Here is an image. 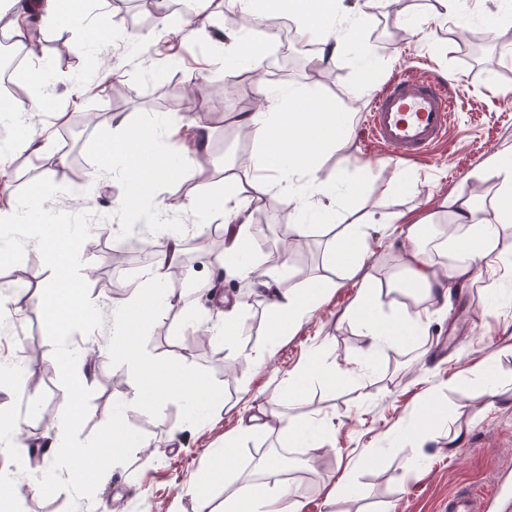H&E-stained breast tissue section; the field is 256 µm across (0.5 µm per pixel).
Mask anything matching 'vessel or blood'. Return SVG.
<instances>
[{
  "instance_id": "1",
  "label": "vessel or blood",
  "mask_w": 512,
  "mask_h": 512,
  "mask_svg": "<svg viewBox=\"0 0 512 512\" xmlns=\"http://www.w3.org/2000/svg\"><path fill=\"white\" fill-rule=\"evenodd\" d=\"M453 102L447 79L401 77L390 82L367 122L369 137L395 160L425 157L445 141ZM447 512H512V472L503 471L483 494L456 490Z\"/></svg>"
}]
</instances>
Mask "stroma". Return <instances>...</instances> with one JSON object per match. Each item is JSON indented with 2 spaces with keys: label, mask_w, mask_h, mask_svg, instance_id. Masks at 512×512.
<instances>
[{
  "label": "stroma",
  "mask_w": 512,
  "mask_h": 512,
  "mask_svg": "<svg viewBox=\"0 0 512 512\" xmlns=\"http://www.w3.org/2000/svg\"><path fill=\"white\" fill-rule=\"evenodd\" d=\"M439 11L437 0H391L362 20L359 39L366 55L339 54L318 80L300 65V51L289 47L274 87L295 91L310 109L330 102L347 120L342 146L319 160L320 179L335 188V215L326 225L315 207L303 208L298 221L310 227L305 254L274 262L277 227L286 223L288 207L279 188H272L246 213L257 229L249 257L259 270L280 277L283 288L303 290L321 282L326 289L307 321L271 338L272 310L257 288L218 276L223 248L204 256L183 239L189 277L180 288L208 279L215 287L198 292L192 312L157 306L138 330L136 344L143 356L159 363L179 358L184 372L205 382L209 395L195 421L183 401L130 404L135 375L110 349L112 302L127 297L129 284L142 279L163 234L160 225L113 213L112 203L126 194L127 185L119 178L96 177V152L112 134V92L119 85L129 90L122 113L130 121L157 132L170 120L211 126L208 161L161 181L157 193L170 199L204 197V208L169 214L168 225L177 231L201 225L224 238V201L243 192L252 177L245 162L258 150L255 132L234 123L231 115L245 94L264 97L257 80L227 85L224 75L250 71L252 53L269 57L273 49L265 33L250 27L248 50L219 57L213 32L227 24L224 15L189 24L172 13L164 32L153 26L130 31L124 19L115 18L111 25L117 39L95 38L88 44L100 64L94 71L68 51L63 23L41 29L35 55L52 75L54 106L39 112L36 123L50 126L53 138L43 155L11 156L9 170L17 184L50 174L53 207L47 214L20 210L18 224L0 239V286L15 285L20 272L35 282L34 301L25 313H17L10 302L0 303V363L28 366L37 383L31 389L11 384L7 394H0V414L19 422L25 448L47 447L46 432L61 398L69 383H78L83 416L69 442L95 446L106 434L107 417L120 410L129 448L102 477L80 487L68 483L60 461L46 481H39L36 461L28 459L14 471L9 512H103L107 503L112 512H203L207 507L221 512L227 487L267 482L260 464L250 461L251 449L263 446L297 452V474L280 472L276 478L302 493L303 512H442L457 488H485L502 467L512 466V275L492 278L474 270L451 288L442 308L424 293L399 286L404 243L385 236L394 214L429 216L419 229V243L438 271L451 268L456 256L447 238L454 213L442 208L443 198L472 197L474 221L488 217L498 191L482 173L491 157L512 152V62L502 54L512 47V20L502 16L499 0H458L452 20L440 18ZM492 18L498 24L490 33L486 22ZM401 74L441 75L455 100L447 141L420 160L388 158L366 133L373 103ZM102 77L106 92L89 96L82 107L97 114L98 122L78 130L60 123L59 113L70 109L71 84ZM170 84L191 87L190 99L169 94ZM76 188L84 189L83 198H72ZM360 222L368 225L367 256L352 277L329 260V244ZM46 234L93 240L79 252L72 278L94 314L64 334L46 324L37 305L52 294L50 258L40 244ZM133 238L144 243V250L113 271L112 249ZM364 277L377 295V316L390 320L425 311L430 321L427 334L385 347L370 362L360 355V325L348 315ZM237 300L246 308L235 322L254 328V340L227 342L216 334L226 306ZM462 320L470 335L457 344L453 338ZM63 360L70 364L66 377L59 368ZM309 360L315 371L295 401L287 402L289 374ZM228 362L240 366L229 377L224 374ZM329 372L340 375L341 383L328 384ZM245 388L255 401L254 415L270 426L240 437L237 408ZM282 415L310 424L309 438L331 439L332 448L309 457L302 441L281 433ZM232 434L237 441L225 448L224 439ZM221 454L229 468L224 486L210 479ZM342 478L350 494L326 502L327 487Z\"/></svg>",
  "instance_id": "1"
}]
</instances>
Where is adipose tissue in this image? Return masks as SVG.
Returning <instances> with one entry per match:
<instances>
[{"label": "adipose tissue", "instance_id": "obj_1", "mask_svg": "<svg viewBox=\"0 0 512 512\" xmlns=\"http://www.w3.org/2000/svg\"><path fill=\"white\" fill-rule=\"evenodd\" d=\"M13 11L9 30L17 39L27 36L32 21L39 20L45 25H53L56 19H63L64 25L73 35L69 50L81 57L86 68L94 69L98 61L86 49L88 34L111 36L112 27L107 11H100L95 21H88L83 8H65L64 0H7ZM289 14L297 21V32L301 38L318 40L321 45L320 60L334 59L340 51L357 45V31L348 19L336 16L319 0H268L267 8L261 12L264 20H273L279 15ZM263 107L254 112L239 115V123L252 127L257 133L259 148L250 160L249 166L255 174L254 188L266 192L270 187L268 172L292 173L297 180L313 186L316 194L323 197L319 208L323 221H330L333 206L330 202V188L319 182L318 168L312 152L340 140L345 123L335 113L330 103L322 102L316 111H303L300 99L284 98L281 93L268 92L264 95ZM168 141L169 152L199 163L209 152L210 133L207 128L192 122L166 125L163 131ZM52 138L50 128H42L39 136L10 141L0 148V223H14L18 207L44 213L51 209L52 200L48 195L47 181H38L36 189H24L15 193L6 161L16 152L43 153ZM168 154L157 152L152 144L151 131L126 119H117L110 148L97 153V169L109 175L120 177L128 185V195L123 203L124 210H132L135 204L152 195L157 182L172 174L167 167ZM485 177L500 181V197L492 214L483 222H473L474 204L471 198L458 196L452 201L456 222L464 226L463 234H449L458 261L450 270L453 278L471 275L474 269H495L503 254V242L512 230V163L503 158L491 161L484 172ZM250 204L249 196H235L229 211L239 220L238 226L229 236V244L220 266L225 272L258 284L268 298L274 312V333L285 335L296 327L313 310L320 292L310 288L304 291L281 288L276 278L259 272L257 266L239 261L238 256L246 252L252 241V227L242 218ZM415 217L399 213L389 222L394 233L403 236L408 246L404 251V287L422 290L427 297L441 299L442 281L439 272L432 264L427 252L417 240ZM76 246L67 237L60 238L58 244L49 245L48 253L57 271L53 282L55 294L52 299L41 303L40 309L48 324L55 329L72 319L86 318L89 306L75 293L69 278L68 269L75 257ZM180 266L178 250L161 254L148 273L145 283L135 284L130 296L115 305L117 327L128 341L123 348L125 361L136 373L133 405L147 406L162 398L196 400L206 396L207 388L197 377L182 371L179 361H171L164 368H156L139 352L130 336L137 326L148 322L152 310L145 308L141 295L145 287H165ZM374 294L369 285H361L351 316L355 317L362 329L363 344L361 355L373 359L376 353L387 344L405 341L417 328L423 327L422 313L407 315L394 321H385L372 313ZM82 417L81 405L71 398H64L50 423L55 440L61 441V448H48L47 460L63 456L67 462V480L79 486L100 472L101 458L88 454L86 448L78 444H64L63 439ZM304 502L301 494L280 482L261 487L241 484L224 499V512H302Z\"/></svg>", "mask_w": 512, "mask_h": 512}]
</instances>
